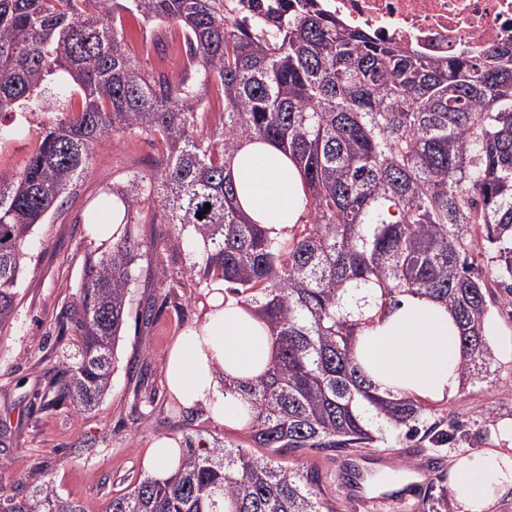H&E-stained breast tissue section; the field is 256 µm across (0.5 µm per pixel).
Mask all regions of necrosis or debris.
I'll use <instances>...</instances> for the list:
<instances>
[{
  "label": "necrosis or debris",
  "mask_w": 512,
  "mask_h": 512,
  "mask_svg": "<svg viewBox=\"0 0 512 512\" xmlns=\"http://www.w3.org/2000/svg\"><path fill=\"white\" fill-rule=\"evenodd\" d=\"M337 16L440 59L512 37V0H331Z\"/></svg>",
  "instance_id": "necrosis-or-debris-1"
}]
</instances>
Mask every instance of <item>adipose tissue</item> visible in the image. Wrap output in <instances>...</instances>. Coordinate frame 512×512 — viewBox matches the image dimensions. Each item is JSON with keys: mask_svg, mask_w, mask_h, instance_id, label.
I'll use <instances>...</instances> for the list:
<instances>
[{"mask_svg": "<svg viewBox=\"0 0 512 512\" xmlns=\"http://www.w3.org/2000/svg\"><path fill=\"white\" fill-rule=\"evenodd\" d=\"M230 171L244 215L270 239L288 240L306 205L304 180L295 164L274 144L247 141ZM354 349L379 392L440 401L462 388L459 332L446 308L432 298L402 296L398 307L358 329ZM276 355L268 325L215 280L207 290L202 321L183 329L171 346L167 387L186 411L205 409L216 424L239 430L250 422V408L224 384L257 377ZM449 480L461 512H488L512 488V450L460 455Z\"/></svg>", "mask_w": 512, "mask_h": 512, "instance_id": "1", "label": "adipose tissue"}]
</instances>
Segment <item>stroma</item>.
<instances>
[{"mask_svg": "<svg viewBox=\"0 0 512 512\" xmlns=\"http://www.w3.org/2000/svg\"><path fill=\"white\" fill-rule=\"evenodd\" d=\"M126 47L155 74L180 75L184 57L178 28H163L150 38L140 19L125 15ZM14 135L0 141V176L20 171L37 148L48 115L23 120L0 115ZM160 144L146 137L112 136L61 206L36 225L24 258L20 302L9 329L0 332V483L17 485L26 472L41 467L54 491L80 500L87 512H102L106 500L128 491L145 472L143 457L163 436L192 435L206 440L229 438L246 444L244 431L224 429L207 412L186 413L166 389L164 368L182 328L203 318L204 287L189 275L198 250L186 242L181 252L167 249L172 225L155 207L143 210L140 231L153 250L139 260L137 274L154 265L167 271L166 282L135 291V302H152L147 322L130 312L116 348L111 387L84 413L69 405L42 410L34 397L44 390L52 369L74 352L58 335V321L69 310L88 253L94 249L83 218L111 204L113 186L133 172L151 170ZM490 380L465 386L456 396L429 403L427 422L439 441L406 438L404 429L385 428L375 447L358 452L314 451L287 458L290 466L318 468L320 485L335 512H360L356 492L374 496L387 491V477L409 481L413 465L425 456L449 474L454 458L467 451L512 448L504 427L512 422V359H495Z\"/></svg>", "mask_w": 512, "mask_h": 512, "instance_id": "35a3bbf8", "label": "stroma"}]
</instances>
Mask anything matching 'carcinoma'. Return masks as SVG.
<instances>
[{
  "label": "carcinoma",
  "mask_w": 512,
  "mask_h": 512,
  "mask_svg": "<svg viewBox=\"0 0 512 512\" xmlns=\"http://www.w3.org/2000/svg\"><path fill=\"white\" fill-rule=\"evenodd\" d=\"M180 28L193 79L151 75L126 53L123 14ZM77 87L79 108L49 121L18 176L0 177V330L14 319L27 237L111 136L158 138L148 174L112 190L123 236L86 257L61 335L73 361L37 395L77 412L110 388L119 341L150 249L137 218L155 206L204 249L189 265L254 306L277 345L273 366L225 386L254 411L248 454L231 441L183 436L178 471L145 476L101 512H332L313 470L280 458L371 448L373 415L418 434L426 405L381 395L354 355V333L406 293L441 302L463 349L461 374L483 379L494 355L484 326L490 285L512 304V38L433 60L336 17L329 0H0V112L41 111L50 77ZM224 95L211 128L201 90ZM268 141L304 178L306 214L283 243L241 212L230 175L245 141ZM210 209H205V204ZM494 245L486 273L469 253ZM362 288L379 290L371 299ZM31 495L0 484V512H86L25 475Z\"/></svg>",
  "instance_id": "obj_1"
}]
</instances>
